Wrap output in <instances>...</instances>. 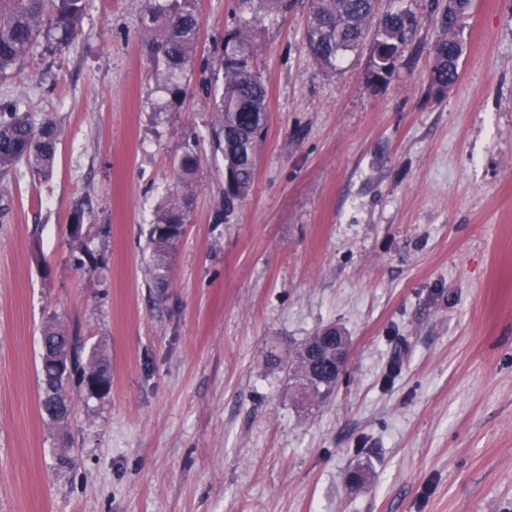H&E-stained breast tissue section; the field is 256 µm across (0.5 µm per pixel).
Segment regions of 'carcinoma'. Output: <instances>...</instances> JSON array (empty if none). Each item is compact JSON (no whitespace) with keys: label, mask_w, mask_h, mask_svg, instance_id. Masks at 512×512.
Here are the masks:
<instances>
[{"label":"carcinoma","mask_w":512,"mask_h":512,"mask_svg":"<svg viewBox=\"0 0 512 512\" xmlns=\"http://www.w3.org/2000/svg\"><path fill=\"white\" fill-rule=\"evenodd\" d=\"M198 0H145L143 47L152 67V77L162 84L174 101L186 95L179 76L191 66L199 34ZM309 19L303 44L313 61L334 72L342 57L370 40L367 80L377 88L389 83L412 44L423 14L401 4L378 13V0H308ZM470 0H438L427 5L428 20L438 30L432 46L430 87L443 94L458 77L463 44L459 30L467 16ZM88 0H0V78L8 77L35 44L44 41L55 47L68 45L81 35ZM288 0H237L235 24L224 34L216 60L222 74L221 90L213 96L215 114L212 145L224 157V221H229L251 190L260 143L265 134L267 91L254 63V21L257 16L278 14ZM61 131L51 119L33 123L15 103L0 106V173L24 160L38 174L49 173L55 163ZM201 165L196 144L183 146L179 162V191L157 208L148 229L152 248L151 287L162 293L169 286V259L182 238L183 224L193 197V184ZM72 257L79 268L95 269L101 262L80 229L69 231ZM41 366L38 374L42 392L40 408L55 423L66 421L72 411L71 390L84 389L102 396L111 389L109 362L96 349H86L83 338L61 331L49 322L42 332ZM64 353L67 362L54 365ZM291 379L306 384L301 399L316 402L332 391L322 381L308 377L305 349L288 359Z\"/></svg>","instance_id":"obj_1"}]
</instances>
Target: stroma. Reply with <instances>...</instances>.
I'll return each mask as SVG.
<instances>
[{"instance_id":"35a3bbf8","label":"stroma","mask_w":512,"mask_h":512,"mask_svg":"<svg viewBox=\"0 0 512 512\" xmlns=\"http://www.w3.org/2000/svg\"><path fill=\"white\" fill-rule=\"evenodd\" d=\"M232 7L199 0L176 104L150 75L143 0H89L76 41L0 81V105L61 129L48 176L0 175V512H512V0H471L443 94L430 23L373 89L367 48L333 73L313 62L307 0L261 17L266 132L225 223L202 66ZM191 141L160 297L147 230ZM79 206L94 271L70 261ZM53 317L112 374L103 397L73 391L62 424L37 386ZM327 324L349 357L308 408L266 357Z\"/></svg>"}]
</instances>
